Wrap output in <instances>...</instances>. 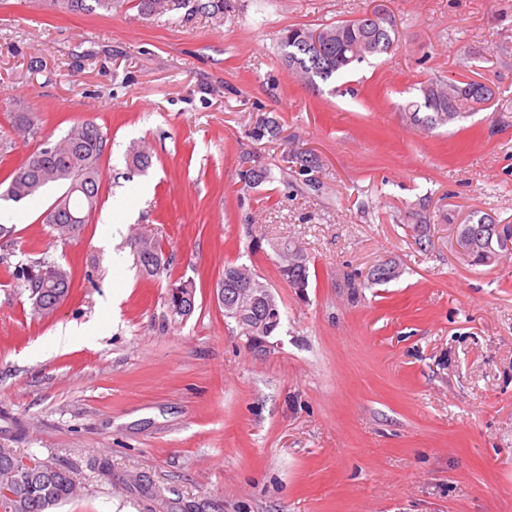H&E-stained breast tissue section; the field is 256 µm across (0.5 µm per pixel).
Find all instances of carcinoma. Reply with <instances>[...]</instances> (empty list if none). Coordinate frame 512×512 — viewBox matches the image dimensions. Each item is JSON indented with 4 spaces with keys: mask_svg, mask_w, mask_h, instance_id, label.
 Wrapping results in <instances>:
<instances>
[{
    "mask_svg": "<svg viewBox=\"0 0 512 512\" xmlns=\"http://www.w3.org/2000/svg\"><path fill=\"white\" fill-rule=\"evenodd\" d=\"M141 17L151 18L158 14L180 10L188 15L206 14L213 17L224 14V0H137ZM396 29L389 23L377 27V23L362 15L354 20L329 24L319 29L294 27L281 37L284 61L287 66L301 73L309 82L319 78L327 81L336 74L348 70L353 63L369 57L387 54L396 41ZM423 101L411 102L405 108L410 119L429 129L454 122L462 110L472 105V83L467 79L430 81L421 88ZM426 115L421 117V110ZM105 136L92 120L73 124L66 135L23 158L6 178V188L0 190V200L20 202L35 195L49 184H64L66 191L45 212L43 221L67 239L77 236L88 223L99 202L98 162L104 151ZM152 155L142 146L134 144L127 150L131 167L143 172L151 165ZM480 228L478 224H461L457 227L456 241L470 243L467 256L475 265L488 263L496 250H509L507 228L489 225L493 234L492 247L486 239H474L470 233ZM136 264L142 274L159 278L169 273L168 258L161 244L149 237L138 236L131 241ZM281 278L289 287L302 291L309 287L310 269L304 252L289 243L281 244ZM401 274L392 261H382L367 273L371 284H386ZM13 276L24 281L31 301V313L35 317H49L68 297L71 274L62 266L38 261L18 267ZM218 288H253L260 295L254 306L255 320L239 321L236 311L224 310V316L236 322L240 334L260 335L258 325L264 324L265 335L273 336L284 322V311L271 318L266 314L267 286L257 279L245 265H228ZM196 284L192 279L179 278L171 283L166 303L175 319H187L193 310L185 309L188 298L195 297ZM16 450L0 445V512H56L63 502L78 495V487L69 468L33 459L31 466H17Z\"/></svg>",
    "mask_w": 512,
    "mask_h": 512,
    "instance_id": "1",
    "label": "carcinoma"
}]
</instances>
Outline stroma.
<instances>
[{
	"label": "stroma",
	"instance_id": "35a3bbf8",
	"mask_svg": "<svg viewBox=\"0 0 512 512\" xmlns=\"http://www.w3.org/2000/svg\"><path fill=\"white\" fill-rule=\"evenodd\" d=\"M375 10L390 53L312 84L284 65L285 29ZM463 77L494 98L430 131L410 121L422 82ZM85 118L106 147L80 236L42 221L64 186L0 203L17 230L0 247V443L72 471L58 512H144L141 479L169 512H512V254L474 266L456 244L458 225L512 224V0H224L220 18L149 20L132 0H0V181ZM267 119L278 136L254 139ZM135 143L146 171L126 164ZM255 165L271 177L245 188ZM143 233L195 280L187 321L139 273ZM286 241L309 258L305 291L279 275ZM38 259L72 275L42 319L12 277ZM389 260L399 279L360 286ZM242 263L286 314L263 353L214 300ZM70 325L91 334L57 340Z\"/></svg>",
	"mask_w": 512,
	"mask_h": 512
}]
</instances>
